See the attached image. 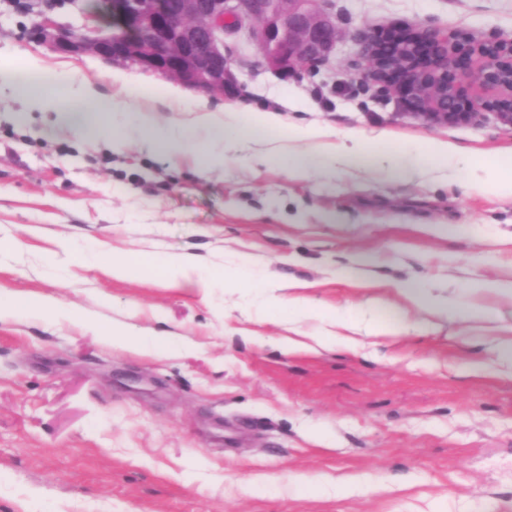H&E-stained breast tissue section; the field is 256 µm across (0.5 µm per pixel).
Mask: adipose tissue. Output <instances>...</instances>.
<instances>
[{
    "instance_id": "ef3b65f1",
    "label": "adipose tissue",
    "mask_w": 512,
    "mask_h": 512,
    "mask_svg": "<svg viewBox=\"0 0 512 512\" xmlns=\"http://www.w3.org/2000/svg\"><path fill=\"white\" fill-rule=\"evenodd\" d=\"M45 80L64 91L75 87L72 72L46 69L35 59L28 61L25 70L21 72L0 70V87H6L33 102L42 111L55 113L57 124L79 132L108 130L112 135V146L116 149L122 148L128 138L135 135L148 151L168 156L194 152L205 166L218 167L224 163V145L237 137L240 112L229 106L225 107L220 116L206 110L195 123L176 129H158L148 122L145 114L134 110L131 101L103 100L95 87L87 82L82 87H76L75 101L68 107H60L58 98L43 91L41 83ZM292 136L309 145L307 151L283 158V167L292 178L304 177L309 171L323 167L353 166L360 163L367 154L364 140L353 135L341 137L332 144L327 142L325 130L307 126L295 129ZM423 157L430 158L438 166L448 167L457 164L459 153L448 142L434 141L425 148L410 150L401 157L391 159L388 171L405 179L412 178ZM249 270L250 260L247 256L234 259L224 272L229 286L235 288L246 285L254 289L265 309L284 307L298 318L326 320L332 325L331 332L325 334L307 335L300 339L293 336L280 337L276 346L281 351L288 354L299 351L316 353L338 345L356 353L366 348L368 337L374 336L373 327L359 328L350 313L326 311L316 306L312 298L293 293L292 283L281 282L272 289L264 282L248 280ZM49 313L58 314L72 322L85 319L83 313L60 307L49 297L31 298L0 291V318L18 314L41 317ZM109 335L113 346L142 356L156 354L176 345L175 339L168 334H134L121 325L112 327Z\"/></svg>"
}]
</instances>
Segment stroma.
<instances>
[{"mask_svg":"<svg viewBox=\"0 0 512 512\" xmlns=\"http://www.w3.org/2000/svg\"><path fill=\"white\" fill-rule=\"evenodd\" d=\"M339 38L317 69L283 78L252 30L227 33L238 84L213 97L130 67L135 106L158 127L194 108L242 107L239 150L223 167L129 141L59 128L0 90V289L50 295L86 313L74 323L0 320V512H512V360L490 344L512 330V297L472 299L489 317L443 322L431 336L379 335L376 356L336 348L285 354L287 311L261 313L251 289H200L151 267L113 278L103 258L188 254L204 270L234 255L256 280H294L326 310L361 324L426 318L400 289L460 298L512 281V199L462 188L457 171L422 160L410 180L384 173L387 151L444 140L467 162L512 150L494 117L459 125L409 114L359 77L356 45L397 23L480 41L512 36V0H325ZM106 26L103 0H0V68L36 58L75 70L108 99L125 97L113 64L36 38L41 15ZM276 111V125L253 117ZM317 126L371 140L356 169L292 179L279 151ZM69 239L80 259L65 254ZM163 331L192 349L138 356L106 328ZM314 493L297 495V475ZM357 477L347 497L330 492Z\"/></svg>","mask_w":512,"mask_h":512,"instance_id":"35a3bbf8","label":"stroma"}]
</instances>
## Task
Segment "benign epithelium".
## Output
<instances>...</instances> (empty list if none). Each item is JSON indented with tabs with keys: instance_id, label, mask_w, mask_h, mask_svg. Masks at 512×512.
Wrapping results in <instances>:
<instances>
[{
	"instance_id": "1",
	"label": "benign epithelium",
	"mask_w": 512,
	"mask_h": 512,
	"mask_svg": "<svg viewBox=\"0 0 512 512\" xmlns=\"http://www.w3.org/2000/svg\"><path fill=\"white\" fill-rule=\"evenodd\" d=\"M113 27L72 29L44 22L38 37L54 50L92 54L178 78L189 88L224 96L236 77L224 55V21L257 24L268 66L288 76L325 62L336 47V22L320 0H105ZM368 62L364 81L390 93L427 121L469 124L488 115L512 126V37L482 42L454 33L401 25L357 40ZM407 45L399 64L379 56Z\"/></svg>"
}]
</instances>
